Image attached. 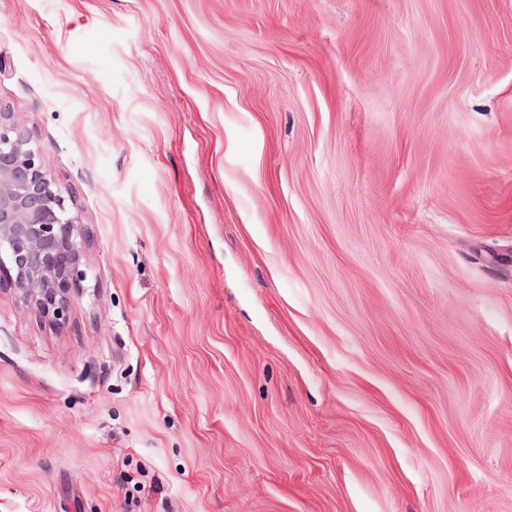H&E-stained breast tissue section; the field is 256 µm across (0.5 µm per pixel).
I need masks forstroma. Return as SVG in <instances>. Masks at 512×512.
Segmentation results:
<instances>
[{
	"mask_svg": "<svg viewBox=\"0 0 512 512\" xmlns=\"http://www.w3.org/2000/svg\"><path fill=\"white\" fill-rule=\"evenodd\" d=\"M0 110V512H512V0H0ZM65 193L32 133L0 111V274L57 326L68 322L72 295L87 280L86 230L66 216Z\"/></svg>",
	"mask_w": 512,
	"mask_h": 512,
	"instance_id": "35a3bbf8",
	"label": "stroma"
}]
</instances>
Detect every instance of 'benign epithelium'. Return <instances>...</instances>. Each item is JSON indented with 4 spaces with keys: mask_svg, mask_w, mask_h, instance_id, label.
Masks as SVG:
<instances>
[{
    "mask_svg": "<svg viewBox=\"0 0 512 512\" xmlns=\"http://www.w3.org/2000/svg\"><path fill=\"white\" fill-rule=\"evenodd\" d=\"M13 112L0 111V275L54 325L84 288L86 230L66 216L64 194Z\"/></svg>",
    "mask_w": 512,
    "mask_h": 512,
    "instance_id": "7a95c632",
    "label": "benign epithelium"
}]
</instances>
